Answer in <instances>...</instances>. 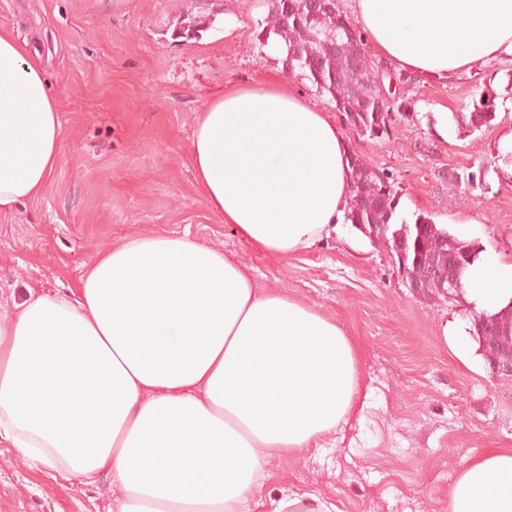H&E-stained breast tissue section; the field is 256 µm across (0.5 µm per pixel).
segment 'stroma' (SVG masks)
<instances>
[{
  "instance_id": "stroma-1",
  "label": "stroma",
  "mask_w": 512,
  "mask_h": 512,
  "mask_svg": "<svg viewBox=\"0 0 512 512\" xmlns=\"http://www.w3.org/2000/svg\"><path fill=\"white\" fill-rule=\"evenodd\" d=\"M264 0H0V28L26 45L49 81L62 157L43 192L0 213V309L28 290L75 287L96 254L136 233L188 236L237 259L260 287L335 321L357 353L360 399L323 447L284 455L250 512L284 497L308 512H448L466 461L512 448V383L492 375L475 340L444 325L471 306L414 296L382 246L337 225L288 257L255 252L200 194L191 135L205 104L234 86L281 81L340 120L327 97L259 45ZM211 18L183 36L190 18ZM406 117L375 142L345 130L351 152L387 171L400 210L421 213L512 263V185L498 177L497 138L512 126V65L490 62L443 84L414 78ZM494 97L492 124L434 130L433 112ZM112 485H73L0 444V512H110Z\"/></svg>"
}]
</instances>
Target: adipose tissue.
Listing matches in <instances>:
<instances>
[{
  "label": "adipose tissue",
  "instance_id": "adipose-tissue-1",
  "mask_svg": "<svg viewBox=\"0 0 512 512\" xmlns=\"http://www.w3.org/2000/svg\"><path fill=\"white\" fill-rule=\"evenodd\" d=\"M366 45L427 81L512 64V0H350ZM52 89L0 29V212L36 198L60 161ZM211 211L255 251L288 256L342 223L350 149L291 86L233 87L191 138ZM477 311L512 302V263L481 252ZM359 392L348 336L188 237L130 236L74 297L29 293L0 314V442L71 484L112 478L115 512H242L272 458L318 447ZM448 512H512V449L469 458Z\"/></svg>",
  "mask_w": 512,
  "mask_h": 512
}]
</instances>
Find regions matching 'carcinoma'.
<instances>
[{
	"label": "carcinoma",
	"mask_w": 512,
	"mask_h": 512,
	"mask_svg": "<svg viewBox=\"0 0 512 512\" xmlns=\"http://www.w3.org/2000/svg\"><path fill=\"white\" fill-rule=\"evenodd\" d=\"M310 0H267L266 26L257 39L264 47L277 36L284 40L283 59L288 71L308 80L319 94H326L345 123L357 134L373 141L391 135L398 118L406 116L410 102L389 99L375 89L379 69L373 63L355 64L345 53L327 51L321 40L336 35L344 42L364 44L354 20L340 9L310 8ZM456 123L470 131H480L496 119L495 99L484 94L472 100L468 113H453ZM350 165V202L346 224H377L381 227L379 244L392 250L402 241L410 274L432 294L438 283L428 279L431 269L440 270L444 284H462L464 273L482 251L478 244L459 238L447 228L418 214L409 220L399 211L400 198L390 177L370 166L353 153ZM473 336L482 351L492 349L497 337L512 335V302L494 314L474 313Z\"/></svg>",
	"instance_id": "cac0c4a2"
}]
</instances>
